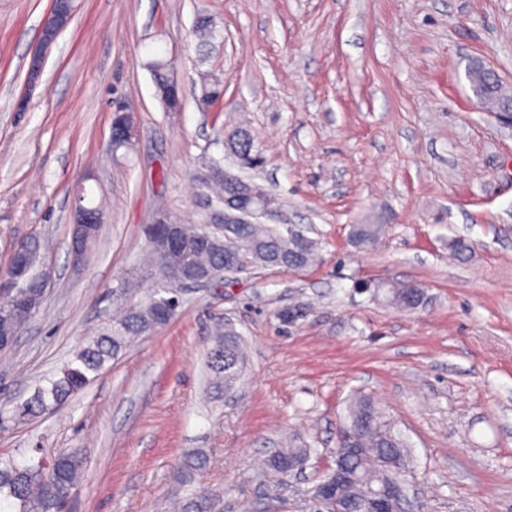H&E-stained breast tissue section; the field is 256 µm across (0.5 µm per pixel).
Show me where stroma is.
Here are the masks:
<instances>
[{"instance_id":"1","label":"stroma","mask_w":512,"mask_h":512,"mask_svg":"<svg viewBox=\"0 0 512 512\" xmlns=\"http://www.w3.org/2000/svg\"><path fill=\"white\" fill-rule=\"evenodd\" d=\"M51 0H0V272L36 237L46 298L0 352V457L66 449L83 461L71 512H181L193 491L223 512H308L334 465L347 402L370 397L408 444L415 512H512V129L473 95L469 61L512 88V0H75L28 88ZM224 38L200 65L192 24ZM175 59L182 109L166 111L146 63ZM224 80L214 108L199 72ZM137 138L113 153L116 104ZM247 125L275 196L270 225L318 243L302 270L228 275L183 295L178 314L132 341L81 393L16 419L111 318L140 264L157 206L208 213L201 177ZM105 226L83 269L69 249L78 188ZM355 224H380L361 249ZM470 251L454 258L449 244ZM416 284L411 311L382 284ZM241 337L245 368L215 396L206 354L216 325ZM307 451L280 478L278 448ZM201 468L189 469L191 454Z\"/></svg>"}]
</instances>
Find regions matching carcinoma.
<instances>
[{
  "instance_id": "1",
  "label": "carcinoma",
  "mask_w": 512,
  "mask_h": 512,
  "mask_svg": "<svg viewBox=\"0 0 512 512\" xmlns=\"http://www.w3.org/2000/svg\"><path fill=\"white\" fill-rule=\"evenodd\" d=\"M192 32L198 39V56L205 63L209 58L208 47L218 31L210 14H196ZM156 95L174 106H181V92L177 91L170 79L173 63L163 58H154L147 63ZM466 78L474 96L489 110H507L512 107V95L507 93L501 81L479 66H467ZM200 100L210 104L223 94V81L212 71L200 72ZM230 138L239 141L240 161L248 169H254L261 162L260 154L254 151L253 140L242 130L235 131ZM204 218L180 222L186 236L187 250L191 262L212 272H232L246 267L260 254L268 257L269 268L302 269L313 264L318 255L316 241L292 231H282L277 226L251 221L234 224L224 231L213 232L218 247L199 248L194 236ZM383 229L381 224H354L352 237L356 245L373 243ZM143 271L151 274L165 264L167 255L145 240L143 249ZM232 258L235 264L224 267V259ZM138 279L130 278L123 284L126 304L123 313L112 320L97 337L81 345L59 371L48 380L27 402L19 406V416H36L54 405L61 404L82 392L105 363L118 356L133 336L151 334L165 326L178 313V307L169 310L165 319H158L156 292L150 291L138 300L129 298L135 290ZM243 343L233 330L226 328L215 336L208 352L207 367L212 387L218 391L233 389L243 372ZM343 427L356 434V445L361 448L357 457L347 460L355 471V480L343 488V496L354 504L356 512H367L372 495L387 486L397 473L381 469V461L395 459L398 469L406 466V443L392 431L382 413L367 396H356L348 402ZM304 448H284L268 460V470L282 474L288 458H302ZM82 472V461L73 453L61 451L52 460L51 470L38 463H18L14 460H0V503L6 501L15 512H64L65 502L60 497L63 490L70 491ZM218 496L203 492L189 499L185 512H220Z\"/></svg>"
}]
</instances>
